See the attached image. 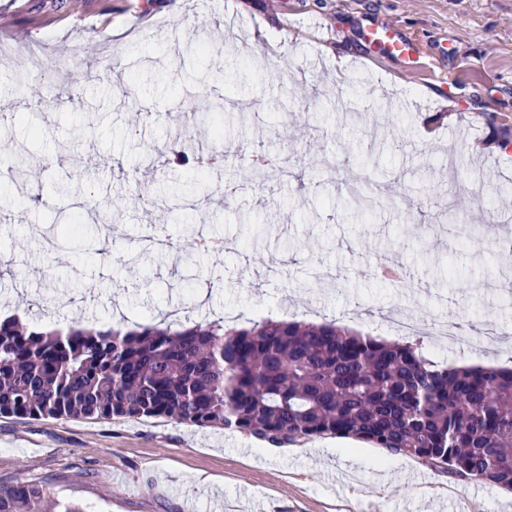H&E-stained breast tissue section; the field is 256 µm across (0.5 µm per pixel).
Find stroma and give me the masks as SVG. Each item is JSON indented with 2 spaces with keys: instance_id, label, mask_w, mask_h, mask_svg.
<instances>
[{
  "instance_id": "1",
  "label": "stroma",
  "mask_w": 512,
  "mask_h": 512,
  "mask_svg": "<svg viewBox=\"0 0 512 512\" xmlns=\"http://www.w3.org/2000/svg\"><path fill=\"white\" fill-rule=\"evenodd\" d=\"M370 17L416 38L413 67L371 55ZM0 43V113L19 116L0 146L28 174L0 168V310L175 329L271 313L388 341L402 315L436 359L512 368V287L487 288L512 273V0H0ZM224 91L218 140L193 115ZM172 148L226 165L201 184L157 165ZM165 220L167 243L142 250ZM386 259L412 287L370 275ZM445 312L509 334L494 352L444 346L430 324ZM309 446L0 418V483L89 512H455L460 495L512 512L497 486L420 482L365 443Z\"/></svg>"
}]
</instances>
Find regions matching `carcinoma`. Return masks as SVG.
Here are the masks:
<instances>
[{
  "instance_id": "1",
  "label": "carcinoma",
  "mask_w": 512,
  "mask_h": 512,
  "mask_svg": "<svg viewBox=\"0 0 512 512\" xmlns=\"http://www.w3.org/2000/svg\"><path fill=\"white\" fill-rule=\"evenodd\" d=\"M0 417L166 418L288 448L336 437L512 491V369L435 362L416 342L260 317L39 332L0 319ZM0 512H86L34 480Z\"/></svg>"
}]
</instances>
